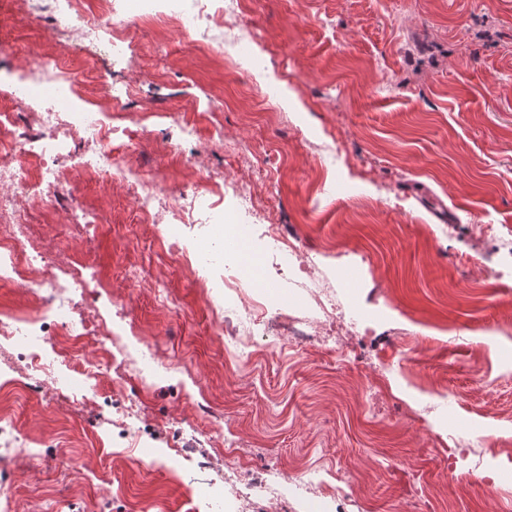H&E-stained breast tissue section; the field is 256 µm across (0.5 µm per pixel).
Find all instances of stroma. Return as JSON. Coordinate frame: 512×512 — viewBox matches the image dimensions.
<instances>
[{
    "label": "stroma",
    "mask_w": 512,
    "mask_h": 512,
    "mask_svg": "<svg viewBox=\"0 0 512 512\" xmlns=\"http://www.w3.org/2000/svg\"><path fill=\"white\" fill-rule=\"evenodd\" d=\"M43 0H0V91L42 49L25 12ZM256 26L254 74L187 52L173 29L147 31L115 61L52 49L68 67L131 84L132 110L224 111V138L250 150L203 156L225 184L249 180L268 153L273 196L241 213L262 239L266 225L301 232L326 269L344 268L366 310L380 309L383 344L402 353L340 370L313 349L248 364L228 357L197 281L148 224L129 221L120 184L84 188L101 217L93 261L132 310L144 341L180 366L142 386L135 377L88 391L65 410L50 384L10 357L0 425L32 440L28 458L0 464V512H204L196 484L243 485L234 465L203 457L235 437L241 453L273 464L293 512V483L350 475L346 512H407L410 482L429 512H512V281L488 269L504 255L476 239L475 224L512 226V0H243ZM336 137V161L323 158ZM143 268L141 286L117 274ZM165 292L156 295L154 281ZM206 399L214 415L200 420ZM143 401L149 423L124 426ZM425 422H418L417 412ZM473 448L456 470L434 448L438 426ZM490 480L492 490L476 488Z\"/></svg>",
    "instance_id": "obj_1"
}]
</instances>
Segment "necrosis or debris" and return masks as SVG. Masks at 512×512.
Returning a JSON list of instances; mask_svg holds the SVG:
<instances>
[{
	"instance_id": "4bbe7bcc",
	"label": "necrosis or debris",
	"mask_w": 512,
	"mask_h": 512,
	"mask_svg": "<svg viewBox=\"0 0 512 512\" xmlns=\"http://www.w3.org/2000/svg\"><path fill=\"white\" fill-rule=\"evenodd\" d=\"M199 0H98L96 10L82 9L78 0H50L44 11L28 16L43 30L44 41L55 39L58 23H65L71 42L105 49L127 46L149 27L166 22L193 46L237 65L247 43L251 23L236 5L217 17L199 8ZM85 81L51 56H40L19 78L12 101L23 104L20 112L0 107V282L36 291L34 312L0 310V349L19 350L32 372L47 377L66 408L83 406L85 388L111 377L134 375L141 384L155 376L160 362L148 343L128 350L121 338L136 332L129 306L114 298L111 282L99 279L88 259L68 265L57 260L50 241L34 226L41 208L62 213L72 233L90 238L93 223L81 193L82 177L93 178L102 190L121 183L143 223L169 228L165 240L170 257L192 273L201 274L207 290L213 326L223 336L226 349H237L240 337L262 336L264 352L281 349L289 336L296 349L333 342L345 334L347 342L334 344L341 365L362 364L359 348L372 336V327L346 321L355 311L352 294L341 291L339 280L324 273L317 248L297 233L268 225L265 237L298 262L283 272V279L314 302L322 320L311 322L299 315L297 305L264 295L248 297L247 286L228 270L237 264L235 248L248 238L249 227L236 223L223 211H213L206 232L195 247L183 245L172 228L186 215L200 209L205 198L195 187L168 185L160 168L130 165L132 153L153 152L180 157L195 167L200 151L221 153L227 148L222 134L224 115L208 110L204 117L214 130L201 150L186 151L181 144L154 142L148 132L154 113L130 115V85L102 81L99 96L90 98L84 111L74 108ZM92 337L103 359L80 362L76 351L84 337ZM209 512H240L243 500L272 502L275 512H288L280 497L275 475L249 482L245 488L209 485L201 495Z\"/></svg>"
}]
</instances>
